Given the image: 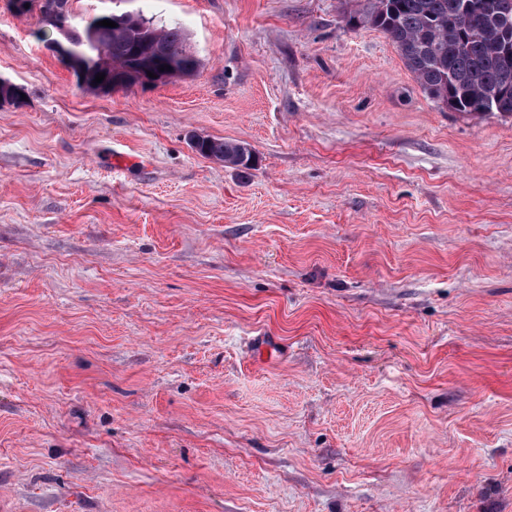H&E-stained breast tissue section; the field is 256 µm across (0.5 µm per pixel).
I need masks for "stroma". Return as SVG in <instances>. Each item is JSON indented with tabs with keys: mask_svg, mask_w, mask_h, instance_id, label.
<instances>
[{
	"mask_svg": "<svg viewBox=\"0 0 512 512\" xmlns=\"http://www.w3.org/2000/svg\"><path fill=\"white\" fill-rule=\"evenodd\" d=\"M369 6L72 0L202 61L97 94L0 0V512H512V117ZM192 147L202 157L224 161L225 166L244 173L254 170L258 163L255 151L244 141L194 135Z\"/></svg>",
	"mask_w": 512,
	"mask_h": 512,
	"instance_id": "stroma-1",
	"label": "stroma"
}]
</instances>
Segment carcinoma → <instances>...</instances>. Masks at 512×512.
<instances>
[{
  "label": "carcinoma",
  "instance_id": "carcinoma-1",
  "mask_svg": "<svg viewBox=\"0 0 512 512\" xmlns=\"http://www.w3.org/2000/svg\"><path fill=\"white\" fill-rule=\"evenodd\" d=\"M370 0L358 24L382 31L396 46L406 68L432 99L465 115L497 112L512 116V0ZM138 22L152 33L148 42L134 41L127 30L100 26L84 30L87 17L68 12L72 46L88 58L95 82H123L113 89L137 84L136 66L149 61L164 65L171 53L179 57L185 76L195 74L201 61L185 32L177 25L157 27L137 14ZM192 147L204 158L216 159L241 172L255 169L258 159L244 141L195 135Z\"/></svg>",
  "mask_w": 512,
  "mask_h": 512
}]
</instances>
